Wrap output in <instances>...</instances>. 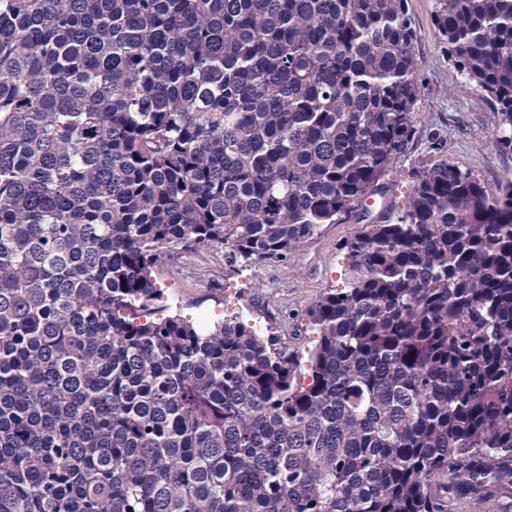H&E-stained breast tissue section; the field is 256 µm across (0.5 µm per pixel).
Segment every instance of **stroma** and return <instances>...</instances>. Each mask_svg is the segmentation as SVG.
I'll return each mask as SVG.
<instances>
[{
    "mask_svg": "<svg viewBox=\"0 0 512 512\" xmlns=\"http://www.w3.org/2000/svg\"><path fill=\"white\" fill-rule=\"evenodd\" d=\"M416 29L415 135L382 177L404 205L412 173L420 166L448 162L476 173L488 193L512 181V154L496 147L493 110L449 63L435 25L439 0H408ZM356 217L321 225L288 263L253 262L229 267L224 250L174 252L155 276L169 303L201 323L238 316L262 336H282L305 350L311 335L307 313L330 290L343 287V245L360 230Z\"/></svg>",
    "mask_w": 512,
    "mask_h": 512,
    "instance_id": "obj_1",
    "label": "stroma"
}]
</instances>
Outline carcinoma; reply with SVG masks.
<instances>
[{"instance_id": "obj_1", "label": "carcinoma", "mask_w": 512, "mask_h": 512, "mask_svg": "<svg viewBox=\"0 0 512 512\" xmlns=\"http://www.w3.org/2000/svg\"><path fill=\"white\" fill-rule=\"evenodd\" d=\"M512 152V0H443ZM408 0H0V512H448L512 486V182L362 202L414 133ZM346 286L279 336L170 313L171 253Z\"/></svg>"}]
</instances>
